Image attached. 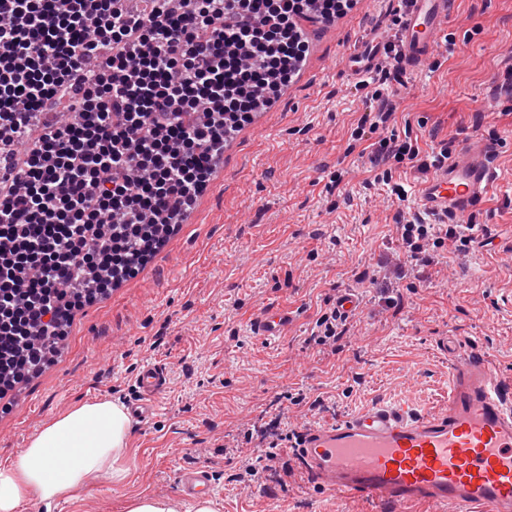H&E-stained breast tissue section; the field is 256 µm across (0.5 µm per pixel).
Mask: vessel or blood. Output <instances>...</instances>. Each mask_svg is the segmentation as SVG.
<instances>
[{"mask_svg": "<svg viewBox=\"0 0 512 512\" xmlns=\"http://www.w3.org/2000/svg\"><path fill=\"white\" fill-rule=\"evenodd\" d=\"M448 16V0H402L390 33H368L344 57L343 70L365 79L391 64L425 66ZM495 144L472 140L435 166L413 190L414 210L438 224L470 215L498 180ZM291 313L267 309L255 322L259 335H280ZM448 405L418 412L374 404L352 416L302 432L296 450L299 477L342 494L389 505L428 504L432 512H512V379L498 376L483 350L452 354ZM141 397L131 411L150 419L167 389L165 367L144 364L136 373ZM177 491L212 495L208 472L180 473Z\"/></svg>", "mask_w": 512, "mask_h": 512, "instance_id": "vessel-or-blood-1", "label": "vessel or blood"}]
</instances>
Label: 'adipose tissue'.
Returning <instances> with one entry per match:
<instances>
[{
	"label": "adipose tissue",
	"mask_w": 512,
	"mask_h": 512,
	"mask_svg": "<svg viewBox=\"0 0 512 512\" xmlns=\"http://www.w3.org/2000/svg\"><path fill=\"white\" fill-rule=\"evenodd\" d=\"M131 430L120 401L94 398L73 405L33 438L17 460L0 466V512H19L30 496L52 512L89 482H125L131 470ZM60 457L66 459L65 467H57Z\"/></svg>",
	"instance_id": "obj_1"
}]
</instances>
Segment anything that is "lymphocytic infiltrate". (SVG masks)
<instances>
[{
  "label": "lymphocytic infiltrate",
  "instance_id": "1",
  "mask_svg": "<svg viewBox=\"0 0 512 512\" xmlns=\"http://www.w3.org/2000/svg\"><path fill=\"white\" fill-rule=\"evenodd\" d=\"M0 0V395L135 276L211 159L352 0ZM406 253L458 236L400 225Z\"/></svg>",
  "mask_w": 512,
  "mask_h": 512
}]
</instances>
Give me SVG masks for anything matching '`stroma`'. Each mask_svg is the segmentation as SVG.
Masks as SVG:
<instances>
[{"instance_id":"obj_1","label":"stroma","mask_w":512,"mask_h":512,"mask_svg":"<svg viewBox=\"0 0 512 512\" xmlns=\"http://www.w3.org/2000/svg\"><path fill=\"white\" fill-rule=\"evenodd\" d=\"M401 8L358 0L337 30L311 31L307 76L288 84L263 124L234 133L221 180L193 206L196 224L123 288L76 312L57 357L0 401L2 463L77 402L133 404L142 365L168 372L153 418L132 423L127 481H95L55 512H125L138 495L186 508L176 481L191 468L210 473L219 512H395L294 478L284 489L237 482L266 453L248 431L277 416L288 436L377 401L445 408L446 335L479 345L495 373L512 377V0H449L424 68L350 79L346 51L366 32L396 29ZM386 102L394 113L384 127L361 124ZM475 138L498 146L500 180L469 218L486 242H445L426 263L409 256L397 226L412 200L394 189L426 177L411 152H453ZM386 139L407 154L373 164ZM344 289L363 306L333 352L313 336ZM266 307L296 319L281 335H256ZM315 398L323 409L308 411Z\"/></svg>"}]
</instances>
